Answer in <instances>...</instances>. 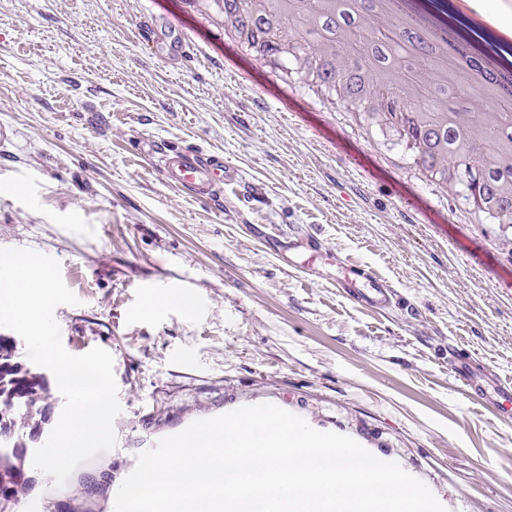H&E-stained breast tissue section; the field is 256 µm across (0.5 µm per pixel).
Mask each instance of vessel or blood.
I'll return each instance as SVG.
<instances>
[{"label":"vessel or blood","instance_id":"vessel-or-blood-1","mask_svg":"<svg viewBox=\"0 0 512 512\" xmlns=\"http://www.w3.org/2000/svg\"><path fill=\"white\" fill-rule=\"evenodd\" d=\"M161 175L166 183L191 191L206 198L220 185L237 181L239 171L236 167L224 164L222 158H204L189 150L170 148L163 155ZM318 251L308 237L296 234L288 239V264L292 267H309L316 259ZM366 288H356L352 280H345L351 298L358 303L383 309L392 299L393 292L385 288L376 276H368ZM454 372L462 382L469 399L490 407L504 419L512 418V388L488 389L486 383L476 382L475 368L469 358L455 355Z\"/></svg>","mask_w":512,"mask_h":512}]
</instances>
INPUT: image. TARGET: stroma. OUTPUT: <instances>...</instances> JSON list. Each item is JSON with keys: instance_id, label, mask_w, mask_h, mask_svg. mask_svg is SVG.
<instances>
[{"instance_id": "1", "label": "stroma", "mask_w": 512, "mask_h": 512, "mask_svg": "<svg viewBox=\"0 0 512 512\" xmlns=\"http://www.w3.org/2000/svg\"><path fill=\"white\" fill-rule=\"evenodd\" d=\"M0 247L57 259L77 305L65 349L114 359L115 449L66 486L37 475L16 512H112L160 439L272 403L421 480L446 512H512V421L467 398L456 347L512 383V231L467 221L466 190L357 113L277 80L178 0H0ZM219 156L238 182L200 198L148 143ZM314 237L312 270L279 249ZM395 296L351 302L344 266ZM179 288L192 312L150 309Z\"/></svg>"}]
</instances>
